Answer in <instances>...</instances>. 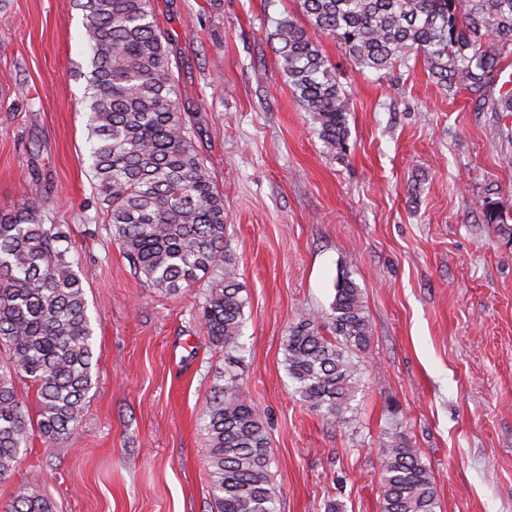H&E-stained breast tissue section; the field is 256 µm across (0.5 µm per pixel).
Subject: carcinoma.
I'll list each match as a JSON object with an SVG mask.
<instances>
[{
  "label": "carcinoma",
  "mask_w": 512,
  "mask_h": 512,
  "mask_svg": "<svg viewBox=\"0 0 512 512\" xmlns=\"http://www.w3.org/2000/svg\"><path fill=\"white\" fill-rule=\"evenodd\" d=\"M304 27L276 21L281 67L326 146L346 150L349 99L311 32L336 39L363 72L423 58L448 93L479 91L512 53V0H298ZM90 49L84 104L90 171L112 237L145 282L178 294L212 275L201 322L224 347V384L205 411L214 512H276L267 430L234 370L244 299L224 245V197L195 147L179 101L168 38L153 0H79ZM67 226L23 204L0 215V479L31 439L70 438L93 386V327L82 280L68 260ZM331 334L305 318L284 339L285 363L308 406L340 419L357 390L372 328L362 291L336 279ZM36 387L31 417L14 384ZM381 512H437L438 494L419 449L393 428L380 448ZM9 512H49L19 495Z\"/></svg>",
  "instance_id": "cac0c4a2"
}]
</instances>
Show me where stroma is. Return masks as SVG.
I'll use <instances>...</instances> for the list:
<instances>
[{"label":"stroma","mask_w":512,"mask_h":512,"mask_svg":"<svg viewBox=\"0 0 512 512\" xmlns=\"http://www.w3.org/2000/svg\"><path fill=\"white\" fill-rule=\"evenodd\" d=\"M195 145L224 196L225 242L245 301L241 381L271 449L277 512H380V446L400 425L435 483L438 512H512V113L494 111L512 55L473 95L423 63L357 71L318 42L349 95L347 150L327 148L276 53L297 0H155ZM77 0L0 11V211L43 187L69 227L94 330L76 436L34 438L0 481L51 512H211L205 411L224 350L200 308L212 283L147 286L112 239L89 169V50ZM372 325L351 408L334 421L294 392L290 326L327 324L340 272Z\"/></svg>","instance_id":"obj_1"}]
</instances>
